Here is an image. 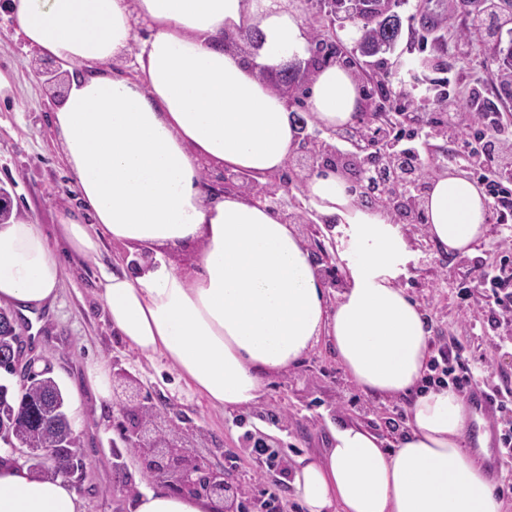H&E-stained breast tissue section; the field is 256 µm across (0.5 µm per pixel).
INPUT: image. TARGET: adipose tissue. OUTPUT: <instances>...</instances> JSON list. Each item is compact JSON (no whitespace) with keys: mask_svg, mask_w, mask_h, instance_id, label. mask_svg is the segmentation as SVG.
<instances>
[{"mask_svg":"<svg viewBox=\"0 0 512 512\" xmlns=\"http://www.w3.org/2000/svg\"><path fill=\"white\" fill-rule=\"evenodd\" d=\"M16 39L53 60L67 85L54 114L82 193L61 221L77 255L121 247L99 297L129 349L162 360L210 408L256 406L267 381L317 343L363 392L410 397L392 443L356 423L330 428L328 448L296 458L291 484L307 512H504L465 448L471 417L453 387H422L430 359L421 307L399 285L412 251L401 225L359 206L333 171L306 183L310 206L335 223L345 285L328 290L295 224L238 193L206 194L203 170L284 171L298 130L287 99L261 71L311 57L295 0H7ZM148 25L140 36L133 21ZM256 27L246 58L224 38ZM133 55L135 76L114 70ZM309 108L336 130L361 109L353 73L311 75ZM427 232L471 252L487 205L462 174L432 179ZM62 268L40 225L0 224V306L52 305ZM211 499L157 488L131 512H213ZM0 512H82L63 478L0 460Z\"/></svg>","mask_w":512,"mask_h":512,"instance_id":"1","label":"adipose tissue"}]
</instances>
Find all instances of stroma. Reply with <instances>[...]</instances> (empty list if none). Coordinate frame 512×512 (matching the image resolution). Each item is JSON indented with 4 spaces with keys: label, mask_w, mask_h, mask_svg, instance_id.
I'll return each instance as SVG.
<instances>
[{
    "label": "stroma",
    "mask_w": 512,
    "mask_h": 512,
    "mask_svg": "<svg viewBox=\"0 0 512 512\" xmlns=\"http://www.w3.org/2000/svg\"><path fill=\"white\" fill-rule=\"evenodd\" d=\"M455 0H403L397 13L401 35L384 61L355 56L351 70L359 87H368L376 73L387 76L400 103H387V112L404 107L409 112H432V96L411 94L410 68L421 57L454 68L451 88L462 111H469L471 88L495 99L501 112L512 114V99L501 98L498 84L482 52L458 35L469 18L454 16ZM34 52L16 41L6 10H0V70L13 72L14 95L0 99V188L6 192L10 213L52 232L62 213L81 207L80 187L67 165L53 116L66 84L51 83L33 71ZM505 225L488 221L484 239L467 254L445 255L429 249L420 236L410 245L413 259L400 279L432 320L431 340H453L474 373L494 382L512 381V341L498 344L483 315L461 322L465 302L462 289L492 262ZM116 249L104 242L100 257L62 256L63 283L53 306L40 309V338H33L20 308L12 314L24 331L26 349L50 364L60 385L66 409L80 440L83 473L71 485L83 501V512H128L131 499L155 488L137 455L120 447V434L129 419L118 406L147 400L173 422L192 455L212 467L230 472L237 500L258 499L263 484L279 487L280 512H303L290 485L291 465L304 452H319L330 438L329 422L360 424L389 440L406 423V400L382 401L358 389L346 376L335 355L316 345L287 373L271 378L264 398L252 410H214L180 393L174 375L159 360L131 351L117 336L97 297L103 266ZM101 363L110 372V397L101 399L91 388L89 372ZM264 440L281 459L280 470L261 475L252 454L256 440Z\"/></svg>",
    "instance_id": "1"
}]
</instances>
